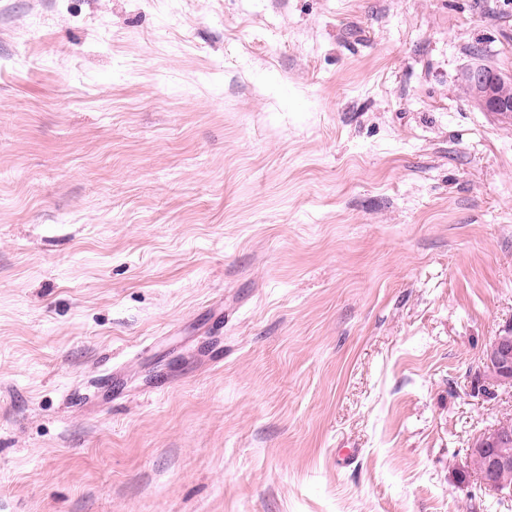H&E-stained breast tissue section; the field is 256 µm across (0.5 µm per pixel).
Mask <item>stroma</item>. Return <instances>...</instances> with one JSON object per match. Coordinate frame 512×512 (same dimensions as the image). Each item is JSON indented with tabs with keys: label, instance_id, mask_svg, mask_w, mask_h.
Listing matches in <instances>:
<instances>
[{
	"label": "stroma",
	"instance_id": "1",
	"mask_svg": "<svg viewBox=\"0 0 512 512\" xmlns=\"http://www.w3.org/2000/svg\"><path fill=\"white\" fill-rule=\"evenodd\" d=\"M477 61L512 0H0V512H512ZM487 369V372H486ZM474 378L496 387H512V323L499 330L483 350ZM503 433L500 428L490 429L477 436L470 444L468 453L471 456H484L485 461L481 458H474L485 481L491 486L501 491L502 487L508 488L512 486V468L500 471L491 477L496 471L506 469L512 466L511 442L512 426L503 427ZM506 434L510 435L507 436ZM511 447V448H510ZM486 470L490 476H487ZM512 488H508L511 493Z\"/></svg>",
	"mask_w": 512,
	"mask_h": 512
}]
</instances>
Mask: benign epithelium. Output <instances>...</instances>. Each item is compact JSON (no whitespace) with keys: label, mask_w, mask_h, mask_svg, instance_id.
Returning <instances> with one entry per match:
<instances>
[{"label":"benign epithelium","mask_w":512,"mask_h":512,"mask_svg":"<svg viewBox=\"0 0 512 512\" xmlns=\"http://www.w3.org/2000/svg\"><path fill=\"white\" fill-rule=\"evenodd\" d=\"M470 102L498 120L512 122V75L490 67L472 66L462 74ZM474 378L496 387H512V323H506L483 350ZM471 456L486 458V470L494 474L512 466V438L499 428L477 436L470 444Z\"/></svg>","instance_id":"obj_1"}]
</instances>
